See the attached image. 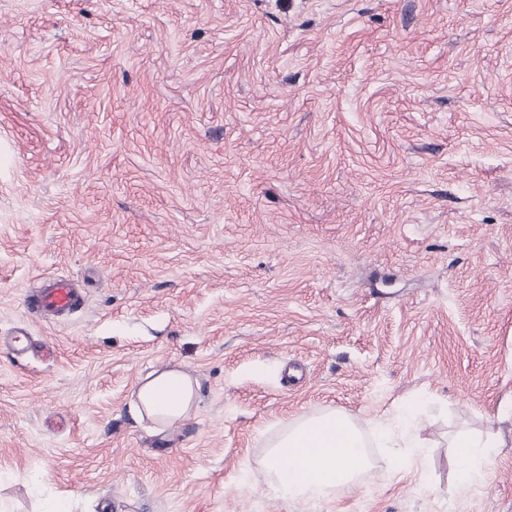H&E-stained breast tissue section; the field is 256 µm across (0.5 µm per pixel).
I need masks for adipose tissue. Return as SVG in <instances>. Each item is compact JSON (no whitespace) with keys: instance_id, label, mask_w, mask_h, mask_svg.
<instances>
[{"instance_id":"ef3b65f1","label":"adipose tissue","mask_w":512,"mask_h":512,"mask_svg":"<svg viewBox=\"0 0 512 512\" xmlns=\"http://www.w3.org/2000/svg\"><path fill=\"white\" fill-rule=\"evenodd\" d=\"M198 402L197 381L178 368L156 370L141 379L132 407L139 417L168 428L190 417ZM453 475L460 490L484 478L485 467L502 448L492 433L455 438ZM267 480L291 502L325 501L352 489L371 472L363 432L345 415L327 411L286 424L260 462Z\"/></svg>"}]
</instances>
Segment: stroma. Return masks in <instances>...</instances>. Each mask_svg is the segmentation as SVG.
Listing matches in <instances>:
<instances>
[{"label":"stroma","instance_id":"stroma-1","mask_svg":"<svg viewBox=\"0 0 512 512\" xmlns=\"http://www.w3.org/2000/svg\"><path fill=\"white\" fill-rule=\"evenodd\" d=\"M67 276L81 304L31 313ZM182 368L189 419L130 409ZM426 473L284 501L295 419ZM497 425L468 492L448 437ZM512 512V0H0V512Z\"/></svg>","mask_w":512,"mask_h":512}]
</instances>
